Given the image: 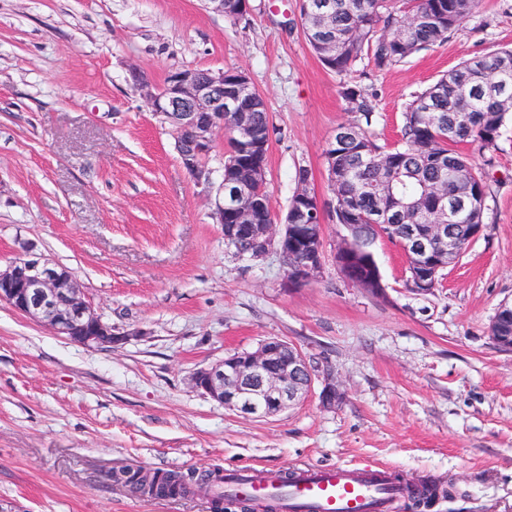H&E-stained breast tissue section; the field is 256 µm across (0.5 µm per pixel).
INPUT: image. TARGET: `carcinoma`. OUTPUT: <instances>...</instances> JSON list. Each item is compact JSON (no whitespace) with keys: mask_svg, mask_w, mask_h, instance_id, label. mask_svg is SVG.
Masks as SVG:
<instances>
[{"mask_svg":"<svg viewBox=\"0 0 512 512\" xmlns=\"http://www.w3.org/2000/svg\"><path fill=\"white\" fill-rule=\"evenodd\" d=\"M395 0H303L306 16L303 34L320 62L343 75L367 56L376 67L390 68L416 53L439 45L462 24L478 0H409L398 14ZM341 97L347 109L359 114V136L324 154L336 168V192L349 209L334 208L336 225L350 236L357 250L356 265L375 262L368 248L387 237L404 233L406 224L429 223L422 209H411L390 228L379 225L375 210L392 193L408 206L428 202L433 188L445 184L448 204L456 209L454 239L460 251L470 245L469 225L483 223L487 184L470 162L463 146L489 150L497 145L507 123L512 122V48L462 61L423 92L403 113L399 140L380 145L369 134L375 113L373 96L345 85ZM251 122L264 143L269 141L270 115L262 107L251 113ZM351 224L348 230L344 225ZM110 480L132 493L150 497L181 498L194 489L208 490L224 482L218 472L158 473L114 471ZM397 487L410 490L408 500L417 508L429 506L438 495L451 490L435 482L419 484L392 478ZM249 512L254 501L217 493L210 497L214 512H224V502Z\"/></svg>","mask_w":512,"mask_h":512,"instance_id":"cac0c4a2","label":"carcinoma"}]
</instances>
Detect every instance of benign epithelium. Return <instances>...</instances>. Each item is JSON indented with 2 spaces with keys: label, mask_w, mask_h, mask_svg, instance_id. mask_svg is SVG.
I'll list each match as a JSON object with an SVG mask.
<instances>
[{
  "label": "benign epithelium",
  "mask_w": 512,
  "mask_h": 512,
  "mask_svg": "<svg viewBox=\"0 0 512 512\" xmlns=\"http://www.w3.org/2000/svg\"><path fill=\"white\" fill-rule=\"evenodd\" d=\"M134 86L145 105L164 115L175 132V148L184 168L191 174L205 169V161L214 151L217 131H224L223 172L231 179L219 184L215 202L216 218L224 225V243L231 245L241 237L251 241L250 259L271 252L288 258L287 279L306 282L315 278L322 268L324 224L318 195L299 183L297 201L289 214H271L257 223L254 209H245L241 201L252 197V187L266 175V168H255L235 153L231 140L254 150L248 112L237 97L224 96V70L202 73L195 68L168 73L163 84H155L145 73L134 68ZM232 123H227V118ZM438 206L430 215L431 224H410L405 229L406 242L402 252L412 263V291H431L436 271L447 269L457 253L454 238L447 235V224L454 219L448 207V196L434 191ZM354 250L351 242L338 245L336 267L345 279L355 281L349 262ZM358 285L375 294L384 291L378 266L369 265ZM0 302L25 317L44 324L57 335L83 345H118L128 334L115 331L104 322L89 303L71 275L52 259L31 252L15 257L0 268ZM492 340L503 350L512 351V302L500 304L490 326ZM315 373L309 359L293 343L273 338L259 343L250 352L234 353L192 376L196 389L224 408L253 417H271L293 408L311 392ZM336 384L324 376L319 393L323 407L336 406Z\"/></svg>",
  "instance_id": "benign-epithelium-1"
}]
</instances>
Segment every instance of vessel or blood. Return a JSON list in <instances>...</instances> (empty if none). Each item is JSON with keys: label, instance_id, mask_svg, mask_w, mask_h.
<instances>
[{"label": "vessel or blood", "instance_id": "vessel-or-blood-1", "mask_svg": "<svg viewBox=\"0 0 512 512\" xmlns=\"http://www.w3.org/2000/svg\"><path fill=\"white\" fill-rule=\"evenodd\" d=\"M387 469L376 463L335 464L296 470L288 490L290 512H387L390 502L380 495ZM279 483L277 472L252 467L241 474L240 493L267 497Z\"/></svg>", "mask_w": 512, "mask_h": 512}]
</instances>
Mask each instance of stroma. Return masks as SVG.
<instances>
[{
	"label": "stroma",
	"instance_id": "stroma-1",
	"mask_svg": "<svg viewBox=\"0 0 512 512\" xmlns=\"http://www.w3.org/2000/svg\"><path fill=\"white\" fill-rule=\"evenodd\" d=\"M245 19L200 0H0V267L26 248L70 272L126 343L85 346L0 303V507L5 512H210L200 495L156 500L110 484L115 470L288 473L369 460L453 484L425 512H512V352L492 340L512 302V124L471 155L488 174L484 228L440 288L406 285V259L375 246L385 291L336 269L324 150L352 121L342 84L376 96L370 134L397 140L415 95L461 61L512 46V0H479L446 42L349 76L306 41L300 0H250ZM186 68L243 71L273 130L266 182L285 214L298 169L321 197V273L288 283L277 253L235 255L215 218L223 146L210 182L182 166L172 127L133 87ZM331 372L317 393L269 418L241 416L191 377L267 338Z\"/></svg>",
	"mask_w": 512,
	"mask_h": 512
}]
</instances>
